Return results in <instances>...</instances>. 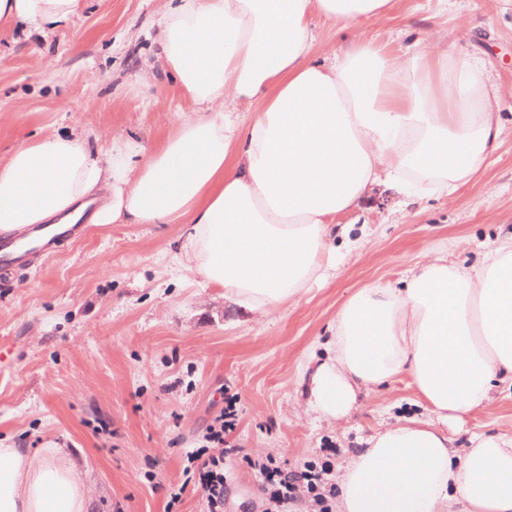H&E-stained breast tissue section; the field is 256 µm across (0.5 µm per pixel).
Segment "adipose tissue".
<instances>
[{
    "mask_svg": "<svg viewBox=\"0 0 512 512\" xmlns=\"http://www.w3.org/2000/svg\"><path fill=\"white\" fill-rule=\"evenodd\" d=\"M392 0H165L162 76L192 105L144 153L52 130L0 164V235L31 224L188 226L187 275L259 316L302 299L348 240L337 215L375 188L398 209L452 196L498 149L505 118L490 61L438 44L391 54L359 27ZM84 0H0V28L66 27ZM356 26L313 58L314 18ZM258 103L237 121V104ZM410 377L429 419L385 425L353 451L336 512H512V437L474 434L457 456L445 425L512 385V233L478 264L424 257L399 285L376 283L337 310L304 374L311 411L342 420L362 392ZM90 489L57 442L0 445V512H87Z\"/></svg>",
    "mask_w": 512,
    "mask_h": 512,
    "instance_id": "ef3b65f1",
    "label": "adipose tissue"
}]
</instances>
